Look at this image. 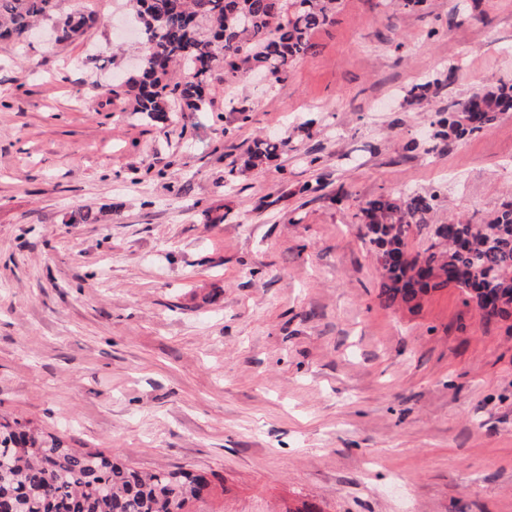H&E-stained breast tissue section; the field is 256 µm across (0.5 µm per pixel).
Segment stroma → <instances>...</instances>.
Returning a JSON list of instances; mask_svg holds the SVG:
<instances>
[{
  "mask_svg": "<svg viewBox=\"0 0 512 512\" xmlns=\"http://www.w3.org/2000/svg\"><path fill=\"white\" fill-rule=\"evenodd\" d=\"M77 9L79 40L0 41V422L207 473L193 512H512V332L451 287L384 307L360 214L512 202V113L449 151L430 126L512 79V0H344L286 82L214 80L181 130L112 94L124 0ZM269 132L288 152L245 165Z\"/></svg>",
  "mask_w": 512,
  "mask_h": 512,
  "instance_id": "35a3bbf8",
  "label": "stroma"
}]
</instances>
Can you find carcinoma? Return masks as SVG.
<instances>
[{
    "instance_id": "carcinoma-1",
    "label": "carcinoma",
    "mask_w": 512,
    "mask_h": 512,
    "mask_svg": "<svg viewBox=\"0 0 512 512\" xmlns=\"http://www.w3.org/2000/svg\"><path fill=\"white\" fill-rule=\"evenodd\" d=\"M59 0H0V39L25 40ZM144 34L147 64L112 84L132 111L166 126L172 112H205L206 90L221 77L265 74L288 79L312 50V34L334 22L342 0H129ZM95 19L81 12L59 18L62 38L82 36ZM512 112V82L499 81L467 100L435 111L436 139L447 146ZM288 139L253 141L246 163L278 157ZM438 191L381 194L361 207L364 242L375 256L379 298L410 304L430 289L452 286L486 320L511 322L512 203L482 224L451 217L429 231V244L408 249L412 230L428 226ZM212 491L204 474L184 469L142 470L99 448H72L29 422L0 425V508L3 512H191Z\"/></svg>"
}]
</instances>
